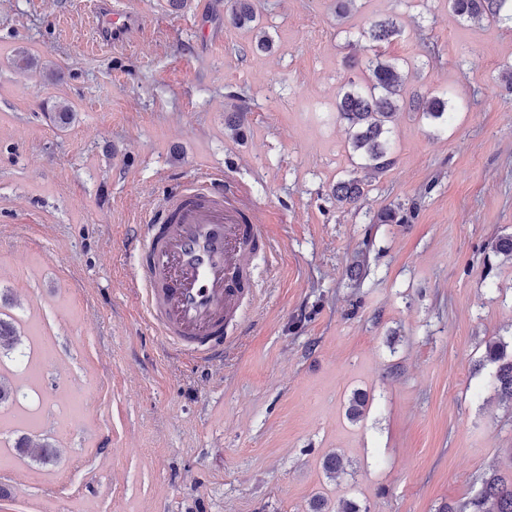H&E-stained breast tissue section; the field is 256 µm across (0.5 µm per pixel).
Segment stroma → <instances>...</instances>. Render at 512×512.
<instances>
[{"label":"stroma","mask_w":512,"mask_h":512,"mask_svg":"<svg viewBox=\"0 0 512 512\" xmlns=\"http://www.w3.org/2000/svg\"><path fill=\"white\" fill-rule=\"evenodd\" d=\"M89 2L0 0V315L23 336L0 373L38 406L30 428L0 405V512H443L512 473V402L484 360L490 339L512 348V259L491 248L512 235V27L460 21L448 0L344 15L340 0H254L264 53L233 0H124L149 27L125 50L93 45ZM387 15L406 91L453 113H398L395 163L368 175L336 98L367 79L361 33ZM20 48L57 80L16 68ZM57 95L76 112L64 130ZM212 170L280 251L256 256L259 300L202 369L153 334L127 280L139 211ZM351 177L365 195L345 208L332 188ZM398 205L408 223H376ZM26 436L54 461L22 457Z\"/></svg>","instance_id":"1"}]
</instances>
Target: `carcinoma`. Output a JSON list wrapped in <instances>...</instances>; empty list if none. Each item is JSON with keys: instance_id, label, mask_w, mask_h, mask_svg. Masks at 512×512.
Returning <instances> with one entry per match:
<instances>
[{"instance_id": "cac0c4a2", "label": "carcinoma", "mask_w": 512, "mask_h": 512, "mask_svg": "<svg viewBox=\"0 0 512 512\" xmlns=\"http://www.w3.org/2000/svg\"><path fill=\"white\" fill-rule=\"evenodd\" d=\"M448 8L467 21L485 19L494 24L512 23V0H448ZM233 21L240 27L257 31L256 48H268L270 38L262 30L252 0H235ZM399 33L397 20L388 17L372 24L363 36L378 47ZM368 69L371 71L368 83H350L337 100L336 111L347 122L352 148L360 153L365 167L383 172L395 163L388 146L386 123L404 106L421 113L430 122L444 121L448 118V100L436 95L406 99L402 65L397 58H385L377 51L369 59ZM50 112L53 122L60 128L69 127L76 116L73 105L61 97L52 102ZM332 194L337 202L354 207L363 195V187L359 180L351 178L336 183ZM20 344V334L13 323L1 317L0 354L16 350ZM485 358L495 365V391L501 398L512 402V355L507 354V346L500 341H489ZM367 405V394L353 393L347 409L349 419L356 421L361 418ZM17 450L20 455L41 464L51 461L46 444L23 440L18 443ZM444 512H512V475L493 471L483 476L474 495L456 506L447 507Z\"/></svg>"}]
</instances>
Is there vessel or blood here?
<instances>
[{
    "label": "vessel or blood",
    "mask_w": 512,
    "mask_h": 512,
    "mask_svg": "<svg viewBox=\"0 0 512 512\" xmlns=\"http://www.w3.org/2000/svg\"><path fill=\"white\" fill-rule=\"evenodd\" d=\"M99 44L133 47L145 31L141 14L118 0H95ZM130 285L140 294L154 334L199 366L222 360L227 332L246 303L258 299L253 261L274 245L241 191L212 173L174 185L137 218Z\"/></svg>",
    "instance_id": "vessel-or-blood-1"
}]
</instances>
